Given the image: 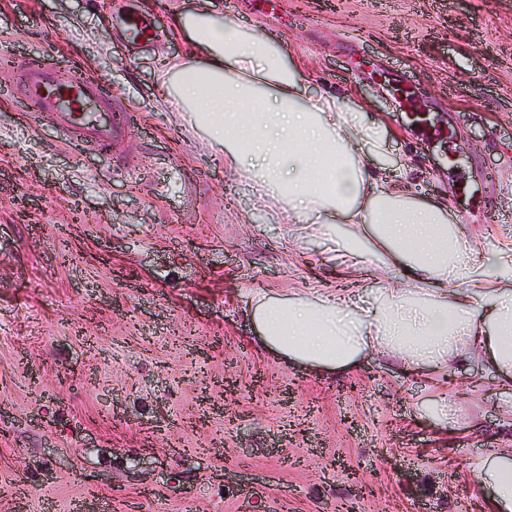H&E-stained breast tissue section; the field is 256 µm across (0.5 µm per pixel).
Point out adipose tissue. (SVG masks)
<instances>
[{"label": "adipose tissue", "mask_w": 512, "mask_h": 512, "mask_svg": "<svg viewBox=\"0 0 512 512\" xmlns=\"http://www.w3.org/2000/svg\"><path fill=\"white\" fill-rule=\"evenodd\" d=\"M173 21L189 34L194 60L161 62L169 111L197 113L210 125L233 172L256 180L288 216L289 237L308 228L297 221L302 214L323 234L348 225L343 263L374 249L402 279L366 291L354 276L350 287L288 300L255 293L249 308L265 343L329 371L377 351L431 376L481 360L512 385V248L498 250L494 268L478 266L446 205L413 203L389 177L368 178L359 152L382 148L384 126L368 122L359 104L310 92L300 68L267 38L220 21L210 0ZM478 473L493 488V512H512V450L498 449Z\"/></svg>", "instance_id": "ef3b65f1"}]
</instances>
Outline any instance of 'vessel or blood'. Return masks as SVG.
I'll use <instances>...</instances> for the list:
<instances>
[{"label": "vessel or blood", "instance_id": "b4317fda", "mask_svg": "<svg viewBox=\"0 0 512 512\" xmlns=\"http://www.w3.org/2000/svg\"><path fill=\"white\" fill-rule=\"evenodd\" d=\"M123 33L132 42L154 36V20L131 13L122 21ZM24 92L35 111L55 114L64 132L94 141L100 148H109L128 123L126 113L101 112L105 89L88 73L72 67H54L43 60L27 64Z\"/></svg>", "mask_w": 512, "mask_h": 512}]
</instances>
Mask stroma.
Listing matches in <instances>:
<instances>
[{"label": "stroma", "mask_w": 512, "mask_h": 512, "mask_svg": "<svg viewBox=\"0 0 512 512\" xmlns=\"http://www.w3.org/2000/svg\"><path fill=\"white\" fill-rule=\"evenodd\" d=\"M121 0H0V512H485L474 461L512 443L493 367L435 385L379 356L326 372L267 348L247 307L322 287L330 241L289 240L212 130L159 102L187 55L173 8L119 37ZM386 129L363 153L413 202L448 200L476 264L512 242V0H216ZM79 67L135 116L106 150L70 147L27 108L16 65ZM409 91L459 155L422 140ZM124 36L131 42L148 40L155 35V21L146 15L130 13L122 21Z\"/></svg>", "instance_id": "obj_1"}]
</instances>
